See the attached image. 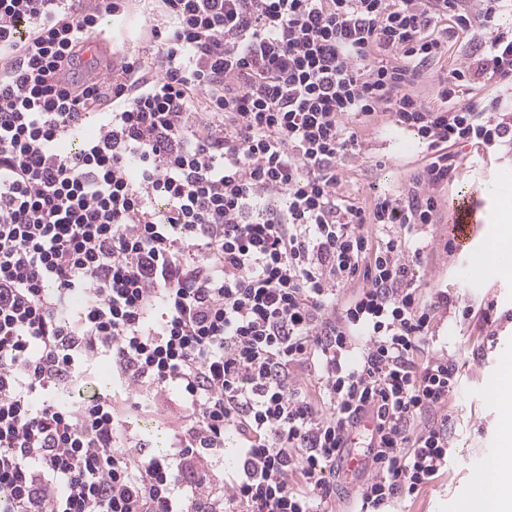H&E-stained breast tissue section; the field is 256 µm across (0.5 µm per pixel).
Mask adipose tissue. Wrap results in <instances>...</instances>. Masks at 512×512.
I'll return each mask as SVG.
<instances>
[{
	"label": "adipose tissue",
	"instance_id": "ef3b65f1",
	"mask_svg": "<svg viewBox=\"0 0 512 512\" xmlns=\"http://www.w3.org/2000/svg\"><path fill=\"white\" fill-rule=\"evenodd\" d=\"M489 395L501 406L503 424L501 446L483 466L480 489L467 502L464 512H512V503L501 494L512 480V350L505 351L498 373L487 383Z\"/></svg>",
	"mask_w": 512,
	"mask_h": 512
}]
</instances>
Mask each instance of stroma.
I'll use <instances>...</instances> for the list:
<instances>
[{
  "mask_svg": "<svg viewBox=\"0 0 512 512\" xmlns=\"http://www.w3.org/2000/svg\"><path fill=\"white\" fill-rule=\"evenodd\" d=\"M358 135L364 156L346 172L342 191L360 199L384 188L407 193L411 175L423 163L414 135L393 129L385 116L359 125ZM465 190L512 197V150L502 149L485 160L461 150L456 178L441 192L442 205L432 223L419 229L426 245L422 288L447 289L450 296L475 309L494 303L500 320L492 332L477 316L467 320L451 316L438 325L440 344L447 346L460 367V385L449 400L454 424L448 471L417 496L405 499L404 512H462L479 489L485 459L500 444L502 413L488 396L486 385L498 371L502 353L512 349V276L495 274L485 280L475 279L463 257L445 251L453 219L447 201Z\"/></svg>",
  "mask_w": 512,
  "mask_h": 512,
  "instance_id": "35a3bbf8",
  "label": "stroma"
}]
</instances>
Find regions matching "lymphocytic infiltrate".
I'll list each match as a JSON object with an SVG mask.
<instances>
[{
	"instance_id": "1",
	"label": "lymphocytic infiltrate",
	"mask_w": 512,
	"mask_h": 512,
	"mask_svg": "<svg viewBox=\"0 0 512 512\" xmlns=\"http://www.w3.org/2000/svg\"><path fill=\"white\" fill-rule=\"evenodd\" d=\"M108 79L64 81L132 2ZM512 0H0V512H400L448 468L458 380L418 226L460 144L512 146ZM471 33L461 66L415 92ZM484 93L474 96L473 86ZM405 197L340 194L377 114ZM108 362L113 386L84 378ZM172 427L165 454L130 419ZM372 415L374 428L361 426ZM239 461L215 485L228 442ZM157 19H159L158 16L154 15L149 18L143 14L141 9L136 7L129 12L120 31H114L113 35L111 26L105 31L104 35L112 40V51L123 45V43H125V47H134L138 36L142 32L149 30L151 25L157 24ZM469 47L470 43L466 44V39L463 38V35H460L457 39L452 38L448 40V57L445 56V58L432 69L431 76L426 78L418 88L419 94L425 102L431 105L439 104L440 100L437 97L436 75L446 72L447 69L450 71L458 67L463 58V54L469 50Z\"/></svg>"
}]
</instances>
